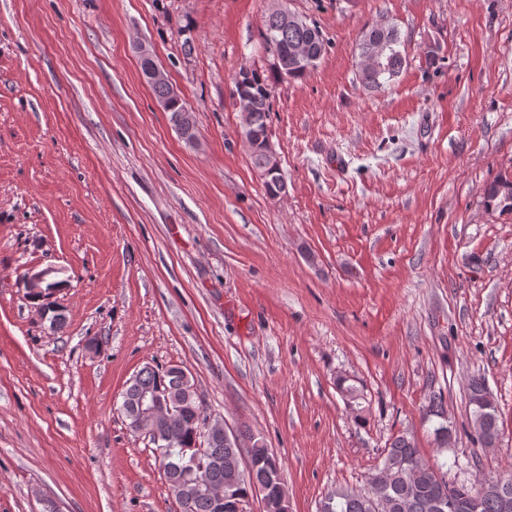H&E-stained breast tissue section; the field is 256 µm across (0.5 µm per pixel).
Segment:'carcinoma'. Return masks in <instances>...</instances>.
<instances>
[{
  "label": "carcinoma",
  "mask_w": 512,
  "mask_h": 512,
  "mask_svg": "<svg viewBox=\"0 0 512 512\" xmlns=\"http://www.w3.org/2000/svg\"><path fill=\"white\" fill-rule=\"evenodd\" d=\"M262 38L266 51L273 57L275 74L271 77L256 69L250 76L237 73L232 96L243 116L242 136L252 162L263 179L266 194L278 195L283 181L281 166L272 163L265 151L270 137L268 117L272 110L273 78L301 79L313 71L327 51L328 42L319 27L306 19L292 25L284 17L268 13L262 20ZM376 42L378 52L369 69L358 72L360 83L367 89L379 91L398 76L407 63L399 49L400 36L391 25H373L364 34L359 50ZM157 101L169 104L170 122L188 142L196 137L195 119L186 103L177 97L170 80L149 82ZM487 205L512 212L503 201L512 196V181L505 178L491 183L484 190ZM163 386L166 407L171 414L152 424L158 438H150L160 453L155 462L163 471L169 491L181 512H215L205 490L184 478V471L172 466L194 454L199 423L207 418L199 400L195 383L181 376L177 365L169 372L145 366L134 376L122 397L134 398L144 390ZM469 404L479 439L493 446L499 436L497 409L480 378L469 382ZM429 413L442 419L434 428L439 447H448L444 433L445 413L442 396L433 398ZM248 452L253 469L242 468L240 444L229 448L213 443L208 446L202 461L214 458L219 464L210 470L213 484L224 487V496L243 501L255 487L271 488L263 512H288V499L278 458L267 448L263 439L249 436ZM331 512H512V472L483 480L479 485L448 481L447 473L424 463L414 442L405 435L396 436L383 459L382 467L370 477V491L338 487L324 498Z\"/></svg>",
  "instance_id": "carcinoma-1"
}]
</instances>
